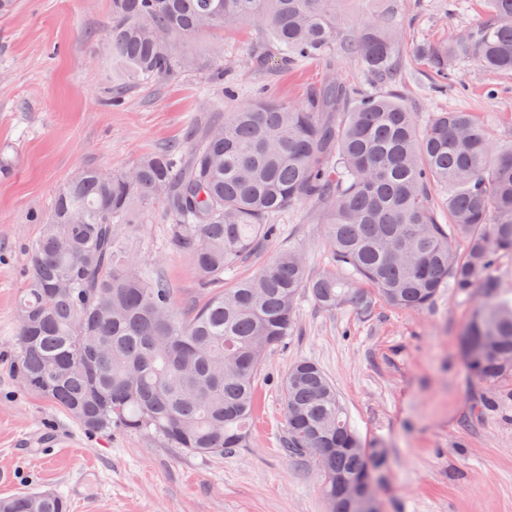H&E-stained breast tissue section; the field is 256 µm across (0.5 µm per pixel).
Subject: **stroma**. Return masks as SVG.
<instances>
[{
    "label": "stroma",
    "instance_id": "1",
    "mask_svg": "<svg viewBox=\"0 0 512 512\" xmlns=\"http://www.w3.org/2000/svg\"><path fill=\"white\" fill-rule=\"evenodd\" d=\"M399 3L408 49L470 29L488 11L487 0ZM111 17L112 0H17L0 13V498L36 490L68 496L75 484L80 496L70 498V512H329L315 464L281 451L277 380L308 359L333 381L366 446L387 451L374 475L383 512H512V378L490 387L470 375L461 340L476 300L450 288L425 308L380 302L367 316L349 308L329 313L301 297L293 335L257 374L247 447L221 456L167 448L145 433L89 434L61 407L23 389L11 349L27 249L74 172L123 170L201 137L260 90L298 104L326 80L369 86L354 60L256 67L261 33L230 25L180 43L189 66L128 85L116 103ZM458 70L463 88L436 92L423 62L408 59L394 88L418 121L448 109L471 112L493 144L511 141L512 74L470 62ZM273 222L276 237L225 274V286L289 247L311 275L331 269L321 208L302 204ZM169 226L160 204L136 212L125 236L129 255L170 283L177 306L204 302L208 291L191 259L166 244Z\"/></svg>",
    "mask_w": 512,
    "mask_h": 512
}]
</instances>
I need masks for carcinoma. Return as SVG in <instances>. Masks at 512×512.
Instances as JSON below:
<instances>
[{"label": "carcinoma", "instance_id": "obj_1", "mask_svg": "<svg viewBox=\"0 0 512 512\" xmlns=\"http://www.w3.org/2000/svg\"><path fill=\"white\" fill-rule=\"evenodd\" d=\"M338 0H112L108 41L120 84L173 74L190 60L175 41L254 24L280 68L361 62L377 85L395 82L404 35L397 7L346 32ZM474 28L412 48L438 79L462 85L456 64L512 73V0H489ZM158 201L168 247L188 255L201 285L224 280L272 218L310 203L328 212L333 269L311 277L300 254L280 253L252 277L175 310L174 289L129 257L121 236L138 204ZM18 301L13 367L25 389L66 410L90 434L146 432L169 448L222 455L243 448L267 354L290 335L301 295L322 309L369 314L430 305L448 286L485 295L464 337L471 374L495 386L512 376V299L490 270L512 256V141L495 146L471 112L433 113L424 126L399 94L359 93L338 81L301 104L254 99L224 124L131 168L82 169L58 190L29 246ZM286 456L310 459L329 512L336 473L385 464L352 428L336 387L314 362L280 380ZM0 499V512H67L55 493Z\"/></svg>", "mask_w": 512, "mask_h": 512}]
</instances>
